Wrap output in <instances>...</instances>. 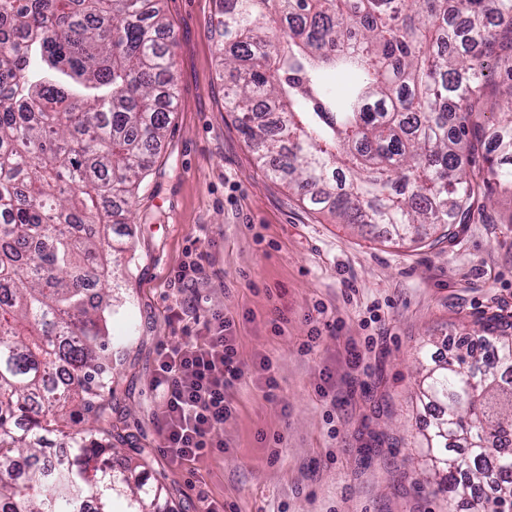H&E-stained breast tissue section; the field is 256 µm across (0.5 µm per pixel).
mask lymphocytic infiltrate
Instances as JSON below:
<instances>
[{
    "instance_id": "obj_1",
    "label": "lymphocytic infiltrate",
    "mask_w": 512,
    "mask_h": 512,
    "mask_svg": "<svg viewBox=\"0 0 512 512\" xmlns=\"http://www.w3.org/2000/svg\"><path fill=\"white\" fill-rule=\"evenodd\" d=\"M204 340L163 349L154 378L165 451L190 465L204 449L223 447L221 431L232 413L228 392L243 376L231 324L215 315Z\"/></svg>"
}]
</instances>
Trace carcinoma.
<instances>
[{"mask_svg": "<svg viewBox=\"0 0 512 512\" xmlns=\"http://www.w3.org/2000/svg\"><path fill=\"white\" fill-rule=\"evenodd\" d=\"M220 2L227 110L261 167L341 223L453 237L482 195L461 151L477 164L489 112L484 182L512 190V0ZM169 32L161 0H0V512H171L164 485L112 464L107 330L117 225L176 100ZM336 72L355 75L343 94ZM482 327L418 361V448L447 512H512V336ZM491 472L496 495H475Z\"/></svg>", "mask_w": 512, "mask_h": 512, "instance_id": "cac0c4a2", "label": "carcinoma"}]
</instances>
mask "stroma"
Returning <instances> with one entry per match:
<instances>
[{
  "mask_svg": "<svg viewBox=\"0 0 512 512\" xmlns=\"http://www.w3.org/2000/svg\"><path fill=\"white\" fill-rule=\"evenodd\" d=\"M177 99L166 139L120 228L132 259L112 279L125 300L110 324L112 452L162 482L173 512H443L415 446L417 351L448 354L475 321L512 316V192L488 187L452 241L388 243L304 203L266 175L224 104L219 0H163ZM203 271L175 273L188 254ZM196 300L195 315L174 318ZM232 323L245 376L228 398L223 449L179 466L164 448L153 388L162 347ZM336 331L324 330L325 321ZM322 327L308 343L312 327ZM361 352L353 363V352ZM278 387L266 392L262 358Z\"/></svg>",
  "mask_w": 512,
  "mask_h": 512,
  "instance_id": "35a3bbf8",
  "label": "stroma"
}]
</instances>
